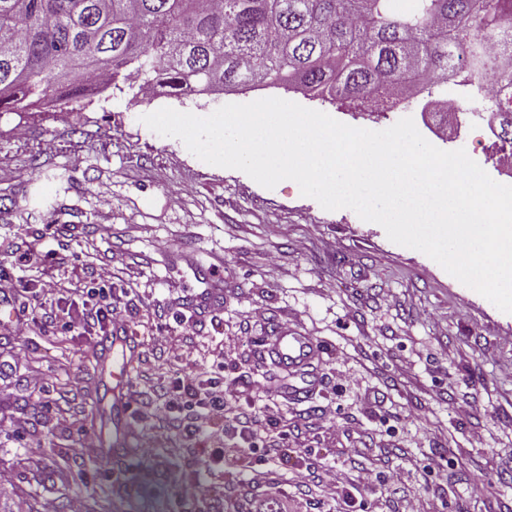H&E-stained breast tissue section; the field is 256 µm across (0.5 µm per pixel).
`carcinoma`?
<instances>
[{
    "instance_id": "cac0c4a2",
    "label": "carcinoma",
    "mask_w": 512,
    "mask_h": 512,
    "mask_svg": "<svg viewBox=\"0 0 512 512\" xmlns=\"http://www.w3.org/2000/svg\"><path fill=\"white\" fill-rule=\"evenodd\" d=\"M488 75L512 139V0H0V112L107 89L246 86L370 111Z\"/></svg>"
}]
</instances>
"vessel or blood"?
<instances>
[{"label": "vessel or blood", "mask_w": 512, "mask_h": 512, "mask_svg": "<svg viewBox=\"0 0 512 512\" xmlns=\"http://www.w3.org/2000/svg\"><path fill=\"white\" fill-rule=\"evenodd\" d=\"M101 342L104 346L115 350L119 361L118 367L112 371L113 432L115 436L121 437L124 436L126 428L133 418L128 382L131 361L136 355L140 343L137 337L127 336L117 331L102 337ZM268 350L280 368L287 371L288 374L300 378V386L293 389L295 396L302 398L312 392L315 383L307 369L321 352L318 342L305 334L283 329L271 337L268 342Z\"/></svg>", "instance_id": "b4317fda"}]
</instances>
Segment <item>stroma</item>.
I'll return each mask as SVG.
<instances>
[{"instance_id": "stroma-1", "label": "stroma", "mask_w": 512, "mask_h": 512, "mask_svg": "<svg viewBox=\"0 0 512 512\" xmlns=\"http://www.w3.org/2000/svg\"><path fill=\"white\" fill-rule=\"evenodd\" d=\"M272 95L110 89L54 112H0V267L24 286L12 307L38 304L46 273L91 288L95 270L110 265L126 329L141 342L133 390L159 400L188 363L220 353L240 405L258 403L251 385L268 380L276 428L290 438L287 457L264 456L241 451L229 420L191 439L149 418L115 445L113 353L36 330L17 361L2 338L0 512H40L47 498L68 512L77 494L87 512H255L268 500L291 512H409L427 500L436 512H512V314L353 210H324L291 180L268 189L209 165L141 121L163 107L210 113ZM292 100L376 131L412 118L431 144L465 149L481 165L494 143L475 126L436 136L415 104L368 115L300 93ZM31 248L45 267H25ZM184 316L192 327L174 328ZM156 320L171 334L147 336ZM285 327L323 349L302 403L285 398L293 378L262 344ZM86 432L103 440L102 458L82 457ZM35 441L46 451L31 458ZM214 448L223 467L205 463ZM330 466L340 483L327 501L316 481ZM365 466L380 472L378 484L355 483ZM195 475L214 486L212 500L194 497Z\"/></svg>"}]
</instances>
